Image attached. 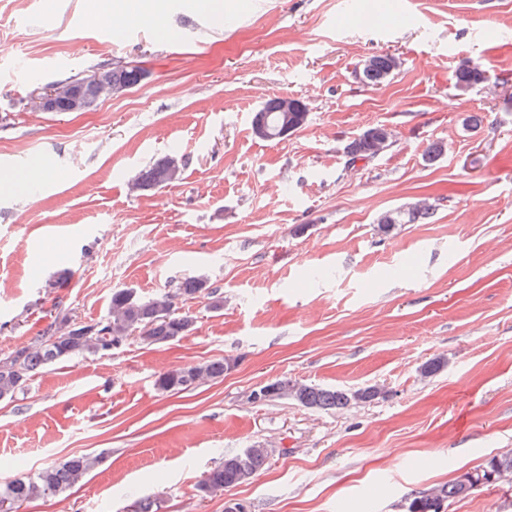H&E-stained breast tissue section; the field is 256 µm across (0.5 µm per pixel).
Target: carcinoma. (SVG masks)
<instances>
[{
	"instance_id": "cac0c4a2",
	"label": "carcinoma",
	"mask_w": 512,
	"mask_h": 512,
	"mask_svg": "<svg viewBox=\"0 0 512 512\" xmlns=\"http://www.w3.org/2000/svg\"><path fill=\"white\" fill-rule=\"evenodd\" d=\"M399 69L395 58L387 53L373 55L360 61L355 73L360 82L368 87H378L392 78ZM106 73L112 82L129 88L139 84L143 77L140 67L126 64L103 65L88 73L71 78L67 83L96 98L95 77ZM452 79L474 88L489 80L487 70L479 65L462 67ZM278 99L268 100L253 116L252 127L275 124ZM383 126L369 127L345 147L347 163L354 165L368 161L386 150L393 138L380 135ZM138 182L142 188L169 184L165 159L141 170ZM432 215V208H412L406 212L390 211L382 215L377 224L381 234L390 233L398 224L425 220ZM207 289V281L200 276L189 275L180 281L173 293L167 292L152 298H142L131 288H117L112 292L110 311L103 319L82 324H72L64 319L51 323L31 346L15 351L0 359V399H10L27 381L49 364L69 358L105 356L120 347L134 333L146 344H161L187 335L194 326L193 317L177 311L176 300L194 297ZM229 369L228 362L216 359L192 368H177L158 379V386L167 392H177L203 380L218 379ZM265 400L291 398L310 408L333 409L349 406L353 400H370L377 395L373 388L346 392L340 389L322 388L288 379H277L263 386ZM269 453L262 448H244L224 457V462L208 471L197 485L202 496L215 490L233 488L251 479L263 470ZM102 463V457L93 454H77L64 462L48 466L33 476H18L0 484V504H18L41 498L70 488L80 482L90 471ZM512 474V452L494 455L481 467L471 471V482L464 489L458 480L433 487L412 498L405 505V512H442L444 502L469 495L477 487L492 483L503 474Z\"/></svg>"
}]
</instances>
